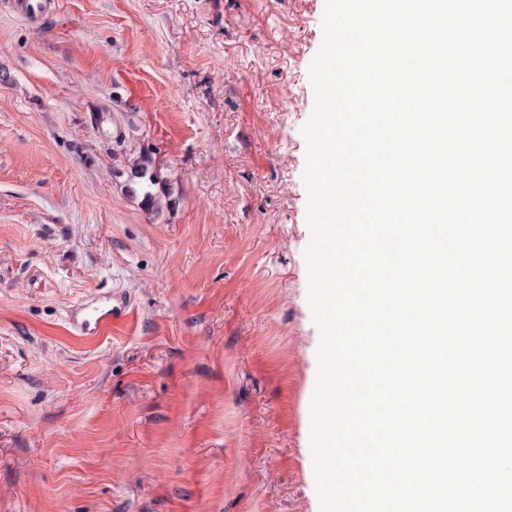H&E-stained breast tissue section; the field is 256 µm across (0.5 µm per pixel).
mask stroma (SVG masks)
Instances as JSON below:
<instances>
[{
    "label": "stroma",
    "mask_w": 512,
    "mask_h": 512,
    "mask_svg": "<svg viewBox=\"0 0 512 512\" xmlns=\"http://www.w3.org/2000/svg\"><path fill=\"white\" fill-rule=\"evenodd\" d=\"M15 3L0 512H320L302 128L325 0Z\"/></svg>",
    "instance_id": "stroma-1"
}]
</instances>
